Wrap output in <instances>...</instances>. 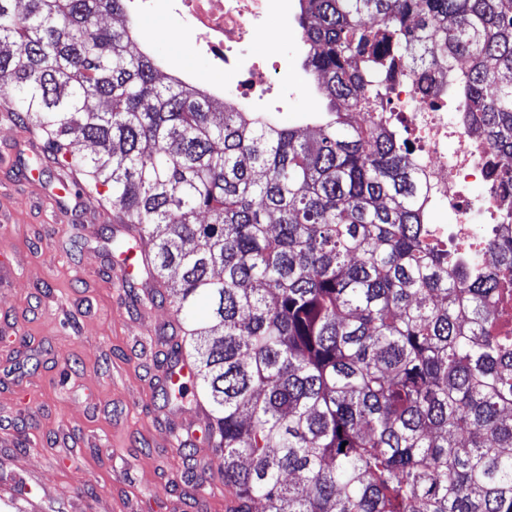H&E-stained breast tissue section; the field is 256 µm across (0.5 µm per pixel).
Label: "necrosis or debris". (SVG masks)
Segmentation results:
<instances>
[{
    "mask_svg": "<svg viewBox=\"0 0 512 512\" xmlns=\"http://www.w3.org/2000/svg\"><path fill=\"white\" fill-rule=\"evenodd\" d=\"M288 7L289 0H128L126 16L136 23L148 16H176L192 33L197 53L224 71L223 84L210 87L214 96L250 112H283L294 90L288 48L283 45L278 52L259 56L253 44L266 35L270 16ZM386 97L412 127V159L427 201L448 203L460 214L454 243L475 250L482 246L477 227L507 229L512 202L498 191L488 189L480 200L468 203L460 195L463 185L485 178L477 160L483 145L468 132L463 113L449 111L447 78L434 77L420 89L407 71Z\"/></svg>",
    "mask_w": 512,
    "mask_h": 512,
    "instance_id": "1",
    "label": "necrosis or debris"
}]
</instances>
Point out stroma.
Segmentation results:
<instances>
[{"label":"stroma","mask_w":512,"mask_h":512,"mask_svg":"<svg viewBox=\"0 0 512 512\" xmlns=\"http://www.w3.org/2000/svg\"><path fill=\"white\" fill-rule=\"evenodd\" d=\"M268 27L255 52L287 35L298 91L279 120L299 126L326 103L303 68L294 13ZM141 28L166 72L223 82L177 18ZM28 133L0 95V258L14 267L0 286V512H225L209 412L159 396L181 341L171 309L149 302L113 250L119 223L65 186L61 165L37 159Z\"/></svg>","instance_id":"obj_1"}]
</instances>
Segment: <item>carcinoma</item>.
Returning a JSON list of instances; mask_svg holds the SVG:
<instances>
[{
  "mask_svg": "<svg viewBox=\"0 0 512 512\" xmlns=\"http://www.w3.org/2000/svg\"><path fill=\"white\" fill-rule=\"evenodd\" d=\"M122 2L0 0V90L136 227L234 512H512V235L448 250L378 82L448 73L511 195L512 0H297L328 104L288 129L161 80Z\"/></svg>",
  "mask_w": 512,
  "mask_h": 512,
  "instance_id": "1",
  "label": "carcinoma"
}]
</instances>
